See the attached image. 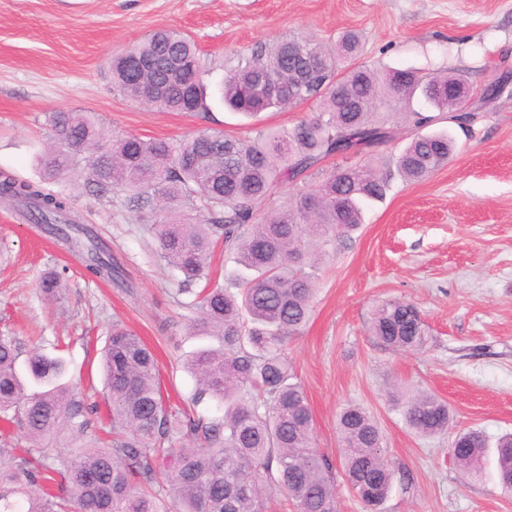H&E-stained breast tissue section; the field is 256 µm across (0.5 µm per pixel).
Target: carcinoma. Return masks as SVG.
<instances>
[{"mask_svg": "<svg viewBox=\"0 0 512 512\" xmlns=\"http://www.w3.org/2000/svg\"><path fill=\"white\" fill-rule=\"evenodd\" d=\"M360 39L341 35L332 46L312 39L259 44L225 71L224 105L256 117L306 101L319 112L291 128L267 130L253 140L203 130L179 140L128 134L110 138L90 112H56L53 142L39 157L43 180L81 171L98 195L118 189L142 207L161 213L151 230L161 261L179 273L182 303L197 336H217L218 348L198 350L185 361L197 388L192 405L213 401L224 410L205 419L167 406L159 367L151 350L132 330L112 326L104 349L106 390L116 435L112 447L93 441L66 454L55 447L65 432L78 440L88 426L84 407L56 381L65 371L60 357L37 351L27 360L28 391L16 370L19 344L0 336V417L16 425L30 445L16 466H0V512H266L268 493L278 492L294 512H339L336 474L316 447L308 398L283 351L285 339L308 322L316 292V271L326 250L362 223L361 202L383 197L388 178L361 161L389 139L386 108L403 107L421 93L437 114L405 113L419 128L450 119L448 98L437 89L461 81L454 74L427 78L410 69L379 71L354 63ZM157 65L134 72L129 58ZM309 62L320 73L311 85H293L281 96H259L262 78L292 85L294 70ZM112 80L128 96L160 111L199 113L208 109L194 42L180 33L158 31L112 59ZM453 150L442 133L413 134L396 157V173L419 181L444 166ZM336 155L346 160L324 172L315 192L297 190L288 206L259 213L256 204L285 183L319 170ZM0 196L26 209L35 224H46L60 240L81 248L86 271L110 280L112 256L88 238L69 198L40 183L0 180ZM223 244L243 270L224 286L211 280L213 248ZM204 280V288L193 285ZM48 297L62 293V275L41 274ZM369 335L384 347L424 352L429 331L410 303L377 305ZM404 418L421 436L448 430L452 414L438 397L419 392L406 398ZM343 476L358 498L377 512L392 487L394 470L382 448V434L356 405L338 415ZM454 458L470 473L481 472L488 439L479 429L459 434ZM498 477L512 494V435L497 442ZM159 468L167 483L154 481Z\"/></svg>", "mask_w": 512, "mask_h": 512, "instance_id": "carcinoma-1", "label": "carcinoma"}]
</instances>
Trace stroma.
Wrapping results in <instances>:
<instances>
[{"mask_svg":"<svg viewBox=\"0 0 512 512\" xmlns=\"http://www.w3.org/2000/svg\"><path fill=\"white\" fill-rule=\"evenodd\" d=\"M167 29L198 47L207 113L158 111L112 81L113 55ZM349 30L361 34L367 66L448 71L477 91L495 81L503 89L474 122L434 124L455 142L447 164L421 181L393 180L383 199L364 203L360 228L322 258L311 318L285 354L330 461L343 407L377 421L395 469L381 512H512L494 447L512 433V0H0V177L40 181L37 158L56 112L94 113L111 136L167 140L203 129L252 140L292 127L317 104L248 120L224 108L225 71L260 42L331 44ZM52 189L69 196L122 278L89 276L69 244L0 201V336L17 338L19 364L35 350L65 360L64 384L93 410L88 436L110 429L101 351L117 322L154 351L170 407L190 406L196 384L182 363L214 340L186 328L185 297L154 257V209L137 208L124 192L96 195L79 175ZM52 268L65 283L57 300L38 287ZM384 301L417 307L426 352L373 341L367 321ZM419 391L447 402L448 432L421 437L408 428L404 397ZM470 428L491 443L477 476L451 453L456 434Z\"/></svg>","mask_w":512,"mask_h":512,"instance_id":"stroma-1","label":"stroma"}]
</instances>
